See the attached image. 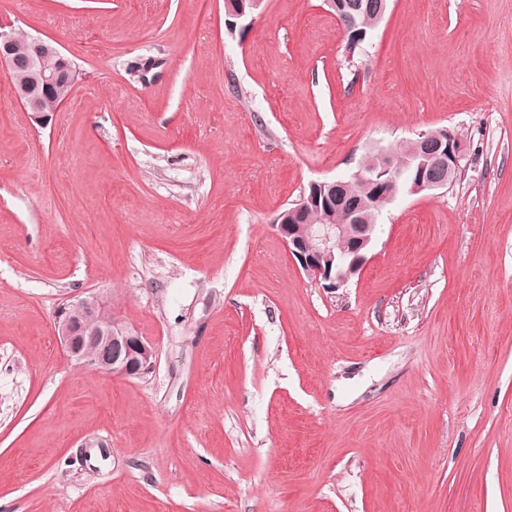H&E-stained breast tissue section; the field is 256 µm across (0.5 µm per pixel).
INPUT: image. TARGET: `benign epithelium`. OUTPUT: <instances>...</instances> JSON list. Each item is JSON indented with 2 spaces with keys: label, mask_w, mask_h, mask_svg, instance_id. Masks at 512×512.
<instances>
[{
  "label": "benign epithelium",
  "mask_w": 512,
  "mask_h": 512,
  "mask_svg": "<svg viewBox=\"0 0 512 512\" xmlns=\"http://www.w3.org/2000/svg\"><path fill=\"white\" fill-rule=\"evenodd\" d=\"M17 38L16 33L0 30V65L7 74L14 70L27 72L26 81L14 88L15 96L31 121L45 126L72 95L76 70L53 41L32 38L30 52L24 57L17 55ZM51 95L58 99V106L49 110L45 99ZM463 157L464 144L452 131L445 130V135L435 140L422 134L403 165L396 166L388 159L377 174L360 170L352 180L379 189L373 202L390 201L405 189L417 194L448 187ZM406 169L411 173L407 181L402 178ZM334 186V180L310 182L300 200L276 224L291 256L329 293L362 271L373 241L366 204L353 210L348 224H325L320 229L302 224L305 214L331 208L325 189ZM54 329L69 360L94 371L127 379L139 377L153 366V345L119 325L112 317V305L98 294L89 293L60 304Z\"/></svg>",
  "instance_id": "benign-epithelium-1"
}]
</instances>
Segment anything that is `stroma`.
I'll use <instances>...</instances> for the list:
<instances>
[{
    "instance_id": "obj_1",
    "label": "stroma",
    "mask_w": 512,
    "mask_h": 512,
    "mask_svg": "<svg viewBox=\"0 0 512 512\" xmlns=\"http://www.w3.org/2000/svg\"><path fill=\"white\" fill-rule=\"evenodd\" d=\"M80 69L47 126L0 71V512H512V0H0ZM448 128L335 293L278 215ZM88 292L151 372L70 362ZM336 6L331 4L333 0H325L326 5H333L336 11L328 7L336 17H349L356 22V26L347 30L350 49L365 42L370 33L383 20L389 4L388 0H335ZM444 131L447 136H440L436 140L430 139L424 133L420 134L412 154L402 166H395L387 159L383 170L377 174H369L361 169L351 180L362 183L366 188L372 186L370 192L379 189V194L372 196V203L393 200L406 186L414 194L447 188L450 176L460 169L464 144L451 130ZM406 169L411 173L407 182L402 178ZM384 176L387 177L379 181Z\"/></svg>"
}]
</instances>
